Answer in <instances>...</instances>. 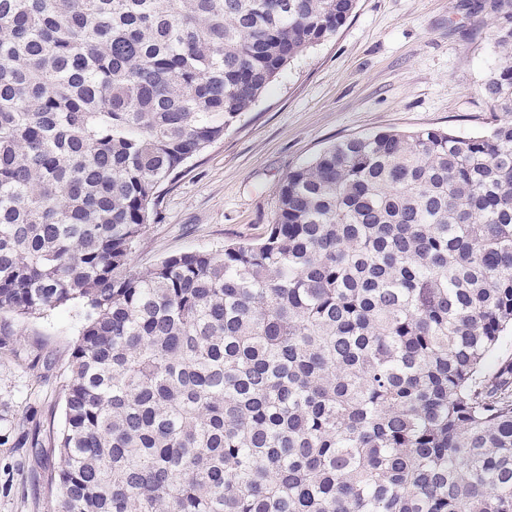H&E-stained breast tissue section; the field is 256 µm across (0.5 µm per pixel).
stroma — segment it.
Listing matches in <instances>:
<instances>
[{"label": "stroma", "instance_id": "35a3bbf8", "mask_svg": "<svg viewBox=\"0 0 512 512\" xmlns=\"http://www.w3.org/2000/svg\"><path fill=\"white\" fill-rule=\"evenodd\" d=\"M490 0H357L325 42L285 67L223 140L166 184L131 255L141 270L188 251L250 243L273 223L288 173L347 137L435 128L488 131L485 74L499 60ZM77 307L0 311V512H50Z\"/></svg>", "mask_w": 512, "mask_h": 512}]
</instances>
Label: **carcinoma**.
<instances>
[{"instance_id": "cac0c4a2", "label": "carcinoma", "mask_w": 512, "mask_h": 512, "mask_svg": "<svg viewBox=\"0 0 512 512\" xmlns=\"http://www.w3.org/2000/svg\"><path fill=\"white\" fill-rule=\"evenodd\" d=\"M356 0H0V310L83 312L52 512H512V0L488 132L342 139L256 244L132 250Z\"/></svg>"}]
</instances>
